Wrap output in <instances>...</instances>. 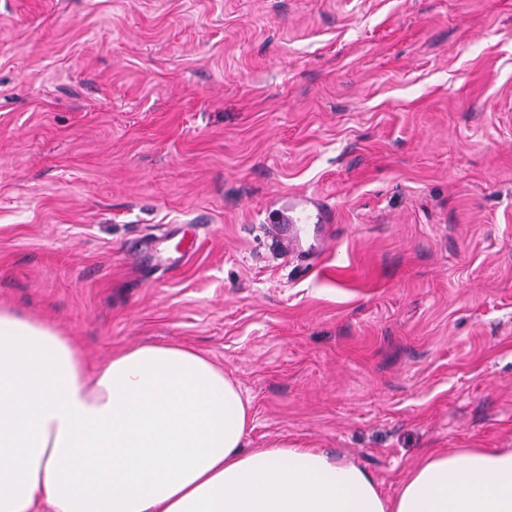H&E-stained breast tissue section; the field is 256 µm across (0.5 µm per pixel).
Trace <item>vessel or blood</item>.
<instances>
[{
	"mask_svg": "<svg viewBox=\"0 0 512 512\" xmlns=\"http://www.w3.org/2000/svg\"><path fill=\"white\" fill-rule=\"evenodd\" d=\"M335 221V207L327 202H318L311 197L294 194L280 200L275 211L273 227L283 235L291 247L307 257H316L320 247L318 241L309 236L313 224H331Z\"/></svg>",
	"mask_w": 512,
	"mask_h": 512,
	"instance_id": "1",
	"label": "vessel or blood"
}]
</instances>
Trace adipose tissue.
I'll list each match as a JSON object with an SVG mask.
<instances>
[{
    "instance_id": "1",
    "label": "adipose tissue",
    "mask_w": 512,
    "mask_h": 512,
    "mask_svg": "<svg viewBox=\"0 0 512 512\" xmlns=\"http://www.w3.org/2000/svg\"><path fill=\"white\" fill-rule=\"evenodd\" d=\"M248 402L208 357L143 344L90 365L0 306V512H512V449L428 454L384 496L354 462L245 450Z\"/></svg>"
}]
</instances>
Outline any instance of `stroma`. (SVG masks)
Returning a JSON list of instances; mask_svg holds the SVG:
<instances>
[{
    "label": "stroma",
    "mask_w": 512,
    "mask_h": 512,
    "mask_svg": "<svg viewBox=\"0 0 512 512\" xmlns=\"http://www.w3.org/2000/svg\"><path fill=\"white\" fill-rule=\"evenodd\" d=\"M286 193L336 206L317 260ZM1 304L94 362L193 348L247 447L389 497L512 448V0H0ZM335 223V206L327 202H317L302 194L283 197L275 210L273 227L278 235H283L291 247L310 259H314L319 243L309 236L311 224Z\"/></svg>",
    "instance_id": "stroma-1"
}]
</instances>
